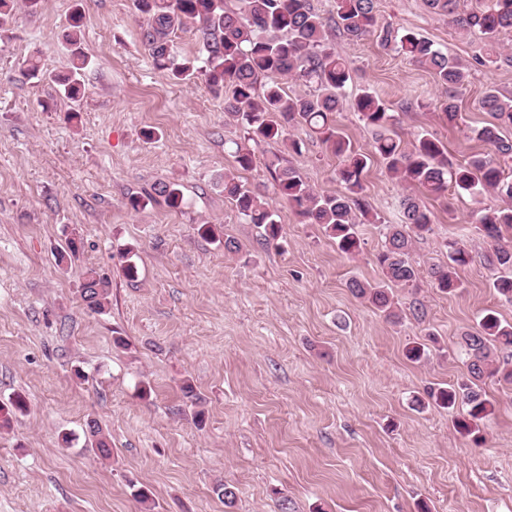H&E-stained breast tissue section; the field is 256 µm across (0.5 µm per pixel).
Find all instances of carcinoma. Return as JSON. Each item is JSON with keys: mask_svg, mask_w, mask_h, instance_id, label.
I'll list each match as a JSON object with an SVG mask.
<instances>
[{"mask_svg": "<svg viewBox=\"0 0 512 512\" xmlns=\"http://www.w3.org/2000/svg\"><path fill=\"white\" fill-rule=\"evenodd\" d=\"M133 0L135 11L144 19L141 41L160 70H167L180 81L202 79L216 92H224V114L243 132L236 144V163L248 170L254 158L249 141L277 140L287 128L304 126L339 159L337 177L343 191L337 194L315 190L299 170L280 166L275 156L265 163L275 174L276 192L300 216L319 224L346 255L360 251L355 227L369 222L381 223L363 196L364 180L372 157H378L387 172L427 196L439 197L453 183L475 197L494 193L501 204L476 212V229L494 241L486 255L489 264L499 270L492 288L512 303V243L501 242L502 228H512V179L505 168H512V140L500 135L504 125L512 127V96L495 87L487 89L483 106L497 123L485 126L477 136L489 145L493 156H474L464 164L448 166L447 146L433 134L423 131L406 142L390 133L396 117L387 103L369 90L351 100L353 109L365 124L376 131L372 151L355 148L336 126L335 114L346 98L352 82L351 61L336 52L333 36L337 33L351 41L374 35L381 46L391 48L430 68L437 81L448 88L444 107L448 123L459 117L456 98L465 85L471 63L450 57L433 43L412 31L401 32L379 21L374 0H335L328 18L316 12L311 0ZM427 10L448 18L461 30L476 29L485 39V54L475 62L480 66H512V54L505 52L500 36L512 32V0H485L470 7L467 0H424ZM83 23L80 9L71 15L73 46L71 67L55 81L64 98L76 102L84 94L83 75L88 58L78 46L77 32ZM196 26L203 35L204 57L178 58L172 35ZM291 77L311 90L290 95L282 79ZM224 197L231 200L238 213L250 224L263 229V241L273 245L281 236L277 213L232 173H224ZM158 200L170 209L180 208L183 194L175 182H159L153 192L132 195L127 205L137 211ZM403 223L388 225L384 249L378 254L379 280L370 282L352 278L346 288L356 298L381 312L386 320L398 323L402 310L393 289L413 286L420 270L410 260L414 237L432 231V213L423 201L408 195L401 200ZM465 245L448 243V264L427 270L434 287L453 293L463 288L456 268L467 264ZM83 308L91 313L105 311L110 297V282L88 270L79 285ZM460 349L465 356L467 373L454 384L427 390L436 406L453 410L462 407L465 414L457 419L459 432L470 436L478 431L477 422L491 411L481 383L497 376L512 382V365L499 361L495 351L512 350V323L500 319L493 309L482 312L476 327L462 334ZM26 411L25 399L18 395L9 404L0 405V425L6 427L11 417ZM85 433L103 459L112 457V445L98 422L89 419Z\"/></svg>", "mask_w": 512, "mask_h": 512, "instance_id": "cac0c4a2", "label": "carcinoma"}]
</instances>
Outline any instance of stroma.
Here are the masks:
<instances>
[{
	"mask_svg": "<svg viewBox=\"0 0 512 512\" xmlns=\"http://www.w3.org/2000/svg\"><path fill=\"white\" fill-rule=\"evenodd\" d=\"M76 7L92 65L73 103L23 69L35 55L48 73L68 70ZM375 12L449 56L484 52L478 31L430 14L424 0H376ZM143 23L131 0H41L17 9L0 33V404L19 393L29 405L0 429V512H140L142 487L154 512H512V384L486 379L491 412L477 442L457 431L454 413L415 403L464 372L458 343L484 309L512 322L473 225L479 204L495 196L452 187L426 199L433 231L415 240L411 260L442 266L448 243L465 244L464 288L445 294L424 278L396 289L404 313L391 323L346 282L379 278L381 226L400 223L409 187L373 162L365 195L383 222L358 225L359 254H342L278 198L265 167L280 156L330 194L340 188L337 158L292 127L287 139L250 143L255 164L239 169L241 131L227 124L223 96L156 69L140 41ZM336 48L352 63L348 96L367 89L384 99L402 139L431 132L453 164L486 153L473 135L493 121L482 98L492 86L512 94V68H472L462 118L451 125L442 112L448 91L430 69L372 35L337 38ZM71 108L79 122L67 121ZM147 128L154 140H144ZM292 139L300 152L289 150ZM229 171L276 209L279 246L263 245L225 199L219 182ZM160 181L179 184L180 209L128 208L129 195ZM204 223L216 225V239L197 234ZM72 235L82 247L62 270L55 253ZM228 238L236 251L225 250ZM124 246L137 253L134 282L121 272ZM89 269L111 282L101 314L79 299ZM415 300L423 316L410 311ZM117 333L125 346L114 344ZM413 341L429 347L428 360L406 358ZM186 381L200 405L184 397ZM90 418L111 439L109 459L84 438ZM65 433L74 437L67 446ZM221 483L236 487L234 507L218 499Z\"/></svg>",
	"mask_w": 512,
	"mask_h": 512,
	"instance_id": "stroma-1",
	"label": "stroma"
}]
</instances>
